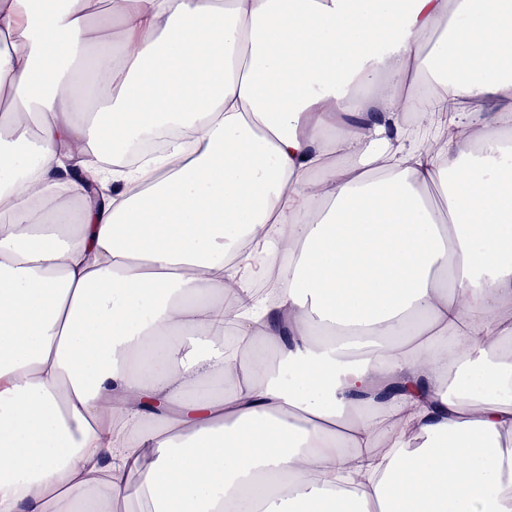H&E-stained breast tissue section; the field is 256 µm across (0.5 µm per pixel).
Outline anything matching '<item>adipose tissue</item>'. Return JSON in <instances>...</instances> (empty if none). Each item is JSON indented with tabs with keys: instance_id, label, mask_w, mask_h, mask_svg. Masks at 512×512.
I'll use <instances>...</instances> for the list:
<instances>
[{
	"instance_id": "obj_1",
	"label": "adipose tissue",
	"mask_w": 512,
	"mask_h": 512,
	"mask_svg": "<svg viewBox=\"0 0 512 512\" xmlns=\"http://www.w3.org/2000/svg\"><path fill=\"white\" fill-rule=\"evenodd\" d=\"M0 101V512H512V0H0Z\"/></svg>"
}]
</instances>
